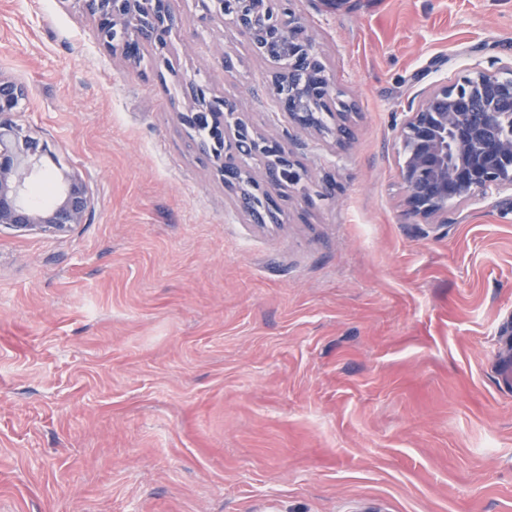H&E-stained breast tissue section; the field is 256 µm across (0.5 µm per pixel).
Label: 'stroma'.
<instances>
[{
  "instance_id": "obj_1",
  "label": "stroma",
  "mask_w": 512,
  "mask_h": 512,
  "mask_svg": "<svg viewBox=\"0 0 512 512\" xmlns=\"http://www.w3.org/2000/svg\"><path fill=\"white\" fill-rule=\"evenodd\" d=\"M163 52L78 0H0L14 122L94 208L0 229V512H512V191L404 215L414 94L512 59V0H295L349 110L288 124L230 21ZM199 84L293 153L257 224L178 119Z\"/></svg>"
}]
</instances>
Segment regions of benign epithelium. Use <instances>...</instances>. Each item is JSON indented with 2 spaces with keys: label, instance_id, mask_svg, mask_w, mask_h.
<instances>
[{
  "label": "benign epithelium",
  "instance_id": "benign-epithelium-1",
  "mask_svg": "<svg viewBox=\"0 0 512 512\" xmlns=\"http://www.w3.org/2000/svg\"><path fill=\"white\" fill-rule=\"evenodd\" d=\"M99 27L102 45L134 59L139 37H153L164 47L169 35L168 0H81ZM205 14L235 22L255 53L271 69L270 90L288 123L307 130L301 115L289 110L279 94L286 83L292 93L312 104L333 89L330 74L291 0H198ZM24 86L0 72V226L18 231L62 234L87 222L93 207L88 184L70 177L59 202L44 209L28 199L30 179L39 172L47 144L24 134L5 119L18 108ZM192 107L179 113L191 129L207 126L217 170L229 185L238 181L247 154L272 157L279 178L299 183L295 160L276 139L244 129L232 144L224 143V114L232 104L209 95L200 85L190 87ZM512 123V61L496 73L474 69L448 86L421 89L410 102L398 131L404 152L400 176L405 215L415 221L448 223V203L485 197L512 188V142L497 129Z\"/></svg>",
  "mask_w": 512,
  "mask_h": 512
}]
</instances>
